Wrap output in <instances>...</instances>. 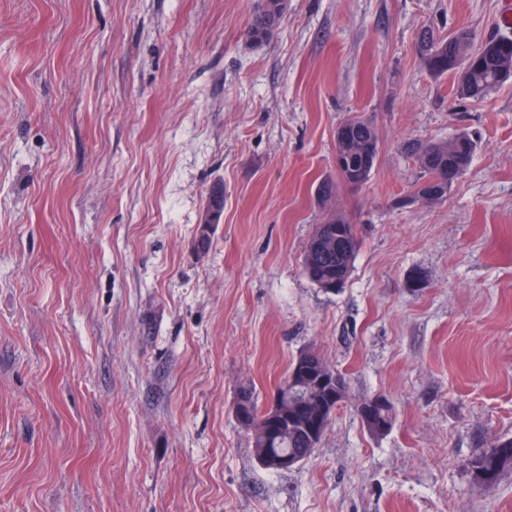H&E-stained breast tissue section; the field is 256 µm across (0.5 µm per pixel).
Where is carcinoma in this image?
<instances>
[{"label": "carcinoma", "instance_id": "cac0c4a2", "mask_svg": "<svg viewBox=\"0 0 512 512\" xmlns=\"http://www.w3.org/2000/svg\"><path fill=\"white\" fill-rule=\"evenodd\" d=\"M287 9L286 0H258L251 14L244 36L253 43L265 41L279 26ZM418 53L430 74L436 77H454L453 94L459 100H479L495 89L507 77L501 75L500 58L512 59V36L497 35L486 40L480 48L470 49V37L465 31L454 36H437L432 31L423 32L418 43ZM347 139L336 143V149L345 161V168L338 172L342 180L369 179L379 154V138L374 126L358 118L348 119ZM453 151L446 142L409 143L407 149L417 157L422 170V182L415 193H422L423 184L441 177L444 169L456 165L468 169L472 163L476 141L467 131L456 134ZM360 239L355 225L345 218L331 214L317 225L304 252V270L308 278L327 292H332L346 282ZM239 400L253 416L255 425L252 443L255 448H269L274 453L294 452L306 458L314 450L296 425L286 426L279 434L264 438L262 425L264 409L260 408L249 391L241 393ZM343 398L331 399L328 393L312 386L288 392V403L305 406L303 415L308 417L325 411L336 410V403ZM376 413L385 428L371 426L369 430L382 435L392 426V404L389 399L378 406ZM503 446L494 445L483 450L468 463V469L481 470L498 477L512 469V438L501 440Z\"/></svg>", "mask_w": 512, "mask_h": 512}]
</instances>
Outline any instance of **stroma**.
Here are the masks:
<instances>
[{"instance_id":"obj_1","label":"stroma","mask_w":512,"mask_h":512,"mask_svg":"<svg viewBox=\"0 0 512 512\" xmlns=\"http://www.w3.org/2000/svg\"><path fill=\"white\" fill-rule=\"evenodd\" d=\"M255 2L0 0V512H512V471L467 468L512 438V80L460 101L415 52L512 33V0H288L260 45ZM352 115L378 160L324 206ZM462 130L469 170L411 201L402 142ZM330 211L361 240L333 292L303 266ZM308 348L347 397L264 469L237 395Z\"/></svg>"}]
</instances>
